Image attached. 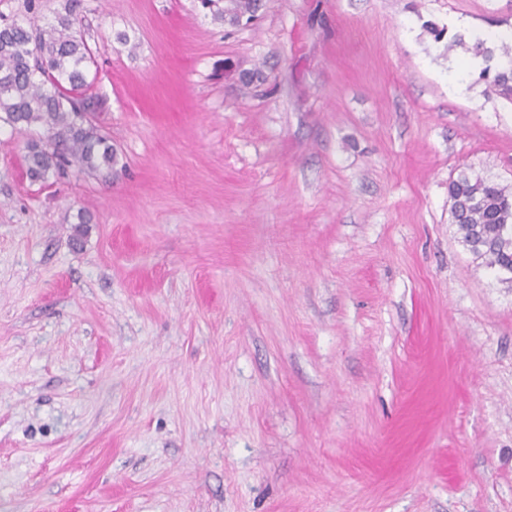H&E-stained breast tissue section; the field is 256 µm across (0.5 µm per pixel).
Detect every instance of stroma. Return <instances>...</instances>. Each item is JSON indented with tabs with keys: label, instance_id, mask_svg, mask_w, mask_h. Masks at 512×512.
<instances>
[{
	"label": "stroma",
	"instance_id": "35a3bbf8",
	"mask_svg": "<svg viewBox=\"0 0 512 512\" xmlns=\"http://www.w3.org/2000/svg\"><path fill=\"white\" fill-rule=\"evenodd\" d=\"M79 19L112 175L0 121V512H512V285L448 198L512 191V102L446 48L512 0Z\"/></svg>",
	"mask_w": 512,
	"mask_h": 512
}]
</instances>
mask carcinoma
<instances>
[{
  "instance_id": "1",
  "label": "carcinoma",
  "mask_w": 512,
  "mask_h": 512,
  "mask_svg": "<svg viewBox=\"0 0 512 512\" xmlns=\"http://www.w3.org/2000/svg\"><path fill=\"white\" fill-rule=\"evenodd\" d=\"M259 0H201L214 17L238 24L255 16ZM71 7L44 27H26L0 15V120L21 128L38 127L46 141L27 146L26 174L34 182L65 167L97 173L118 164L117 151L97 128L84 123L88 109L85 92L93 53L77 27ZM491 60L493 51L483 40L469 47L461 41L448 43ZM482 79L489 91L512 100V60L495 71L485 70ZM451 212L462 242L484 260L499 281L512 284L502 275L512 263V192L462 177L448 185Z\"/></svg>"
}]
</instances>
